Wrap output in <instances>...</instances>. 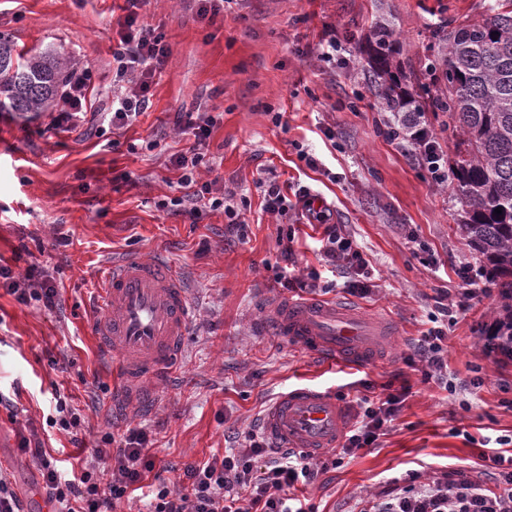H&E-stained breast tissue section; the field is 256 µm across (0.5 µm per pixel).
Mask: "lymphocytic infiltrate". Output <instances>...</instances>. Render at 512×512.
Instances as JSON below:
<instances>
[{"label":"lymphocytic infiltrate","instance_id":"1","mask_svg":"<svg viewBox=\"0 0 512 512\" xmlns=\"http://www.w3.org/2000/svg\"><path fill=\"white\" fill-rule=\"evenodd\" d=\"M125 2L119 41L112 51L111 101L97 112H89L87 92L95 74L89 68H73L60 88V108L52 118L53 127L69 131L88 123L102 136L107 130L131 125L150 108V85L155 73L165 65L170 47L155 28L140 19L148 0ZM217 122L216 116L205 112L176 113V126L194 138L188 151L172 158L173 165L182 172L181 183L187 192L161 202L160 207L193 219L198 213L197 201L205 199L212 209L223 210L230 223L240 224L244 217L234 203L233 192H216L213 183L195 177L203 159L201 148ZM388 135L427 169L433 183H447L445 152L431 131L422 126L406 129L393 125ZM315 217L326 226L322 244L325 261L333 268L344 265L353 270L350 294H370L364 278L367 261L358 244L329 223L326 211L316 210ZM0 288L22 304L37 302L48 310L58 306L57 289L43 272L33 268L20 278L11 267L0 265ZM445 336L443 327L435 326L418 339L409 364L421 383L442 380ZM409 390L405 384L397 391L389 388L373 398H358L356 421L340 448L314 463L292 451H276L264 436L247 433L238 447L225 449L223 454L212 455L203 462L184 464L175 481H159L150 491L148 512H318L309 500L297 497L298 485L311 483L384 435ZM150 445L148 432L141 428L129 429L118 438L105 437L102 447L91 451L110 475L104 481L96 466L62 472L41 444L27 436L19 440L20 451L36 459L56 512H114L116 504L155 470ZM491 462L497 471L495 486H486L470 470L460 467L428 479L412 471L403 480L393 481L382 497L365 501L360 512H512V448L495 452Z\"/></svg>","mask_w":512,"mask_h":512}]
</instances>
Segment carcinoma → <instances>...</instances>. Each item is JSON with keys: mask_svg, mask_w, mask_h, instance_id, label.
<instances>
[{"mask_svg": "<svg viewBox=\"0 0 512 512\" xmlns=\"http://www.w3.org/2000/svg\"><path fill=\"white\" fill-rule=\"evenodd\" d=\"M425 66L406 68L396 39L380 20L361 53L381 109L402 124L426 112L448 113L453 176L461 204L458 230L484 263L498 301L484 336L512 337V0H488L439 36ZM63 62L24 53L0 35V112H47L58 98ZM502 213L496 214V208Z\"/></svg>", "mask_w": 512, "mask_h": 512, "instance_id": "carcinoma-1", "label": "carcinoma"}]
</instances>
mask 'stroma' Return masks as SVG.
<instances>
[{
  "label": "stroma",
  "mask_w": 512,
  "mask_h": 512,
  "mask_svg": "<svg viewBox=\"0 0 512 512\" xmlns=\"http://www.w3.org/2000/svg\"><path fill=\"white\" fill-rule=\"evenodd\" d=\"M486 0H232L213 21L193 0H150L141 14L170 55L151 83L152 105L106 148L97 135L54 130L48 112H0V264L24 274L43 267L59 305H23L0 288V457L21 506L44 496L20 436L37 433L62 469L89 457L106 434L145 429L164 479L182 464L237 447L259 430L273 397L295 384L335 387L346 403L408 381L386 435L305 486L319 512H358L362 500L417 470L429 476L464 466L493 484L488 458L512 438V361L483 354L478 331L497 299L472 305L449 323L448 378L419 383L405 358L417 339L456 301L459 267L476 287L482 263L460 237V205L451 188L431 184L424 167L389 141L392 114L380 110L359 46L379 14L390 15L403 59L431 58L432 33L482 12ZM125 0H0V33L18 46L51 50L65 67L99 76L88 93L98 108L112 98V50ZM335 40L336 59L318 58ZM219 114L197 170L245 207L244 227L200 205L197 219L158 208L183 196L171 158L189 141L174 125L178 110ZM286 113L287 126L271 115ZM156 141L154 150L146 142ZM308 150L318 160L309 168ZM275 176L288 197L286 223L263 207L260 173ZM317 195L331 223L350 235L368 261L372 292L348 293L345 269L328 272L323 225L310 222L301 189ZM161 254L185 284L192 320L181 356L164 379L126 387L91 331L101 271L122 257ZM321 271L323 301H344L388 318L394 334L374 366L324 365L279 336L271 306L289 291L278 273ZM480 386H473V376ZM80 424L56 422L57 396Z\"/></svg>",
  "instance_id": "stroma-1"
}]
</instances>
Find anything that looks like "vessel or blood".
I'll return each instance as SVG.
<instances>
[{
  "label": "vessel or blood",
  "instance_id": "1",
  "mask_svg": "<svg viewBox=\"0 0 512 512\" xmlns=\"http://www.w3.org/2000/svg\"><path fill=\"white\" fill-rule=\"evenodd\" d=\"M186 288L164 256L113 261L96 300L92 333L121 377L137 384L172 369L189 321ZM280 336L328 362L371 365L390 334L381 318H365L339 302L279 300L273 311ZM352 420L336 393L310 385L286 388L261 421L276 448L314 457L338 447Z\"/></svg>",
  "mask_w": 512,
  "mask_h": 512
}]
</instances>
